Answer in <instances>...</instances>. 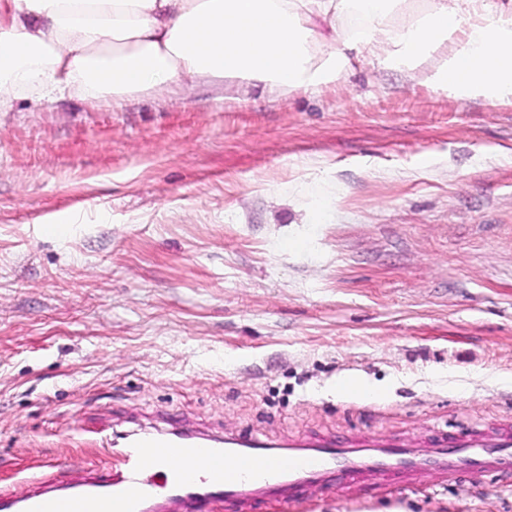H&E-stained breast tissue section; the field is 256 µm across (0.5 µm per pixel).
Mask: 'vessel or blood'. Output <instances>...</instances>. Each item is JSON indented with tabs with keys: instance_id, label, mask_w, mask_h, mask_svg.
I'll use <instances>...</instances> for the list:
<instances>
[{
	"instance_id": "b4317fda",
	"label": "vessel or blood",
	"mask_w": 512,
	"mask_h": 512,
	"mask_svg": "<svg viewBox=\"0 0 512 512\" xmlns=\"http://www.w3.org/2000/svg\"><path fill=\"white\" fill-rule=\"evenodd\" d=\"M108 457L89 478H68L63 467L0 491V512H259L268 501L291 504L310 488L349 490L363 484L409 488L425 472L437 482L512 474V419L490 432L438 435L425 449L385 435L274 441L251 432L224 436L178 424L138 431L113 443L98 431Z\"/></svg>"
}]
</instances>
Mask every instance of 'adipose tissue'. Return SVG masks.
Returning <instances> with one entry per match:
<instances>
[{"mask_svg": "<svg viewBox=\"0 0 512 512\" xmlns=\"http://www.w3.org/2000/svg\"><path fill=\"white\" fill-rule=\"evenodd\" d=\"M417 2L0 0V112L200 78L308 91L361 52L460 100L512 99V0Z\"/></svg>", "mask_w": 512, "mask_h": 512, "instance_id": "adipose-tissue-1", "label": "adipose tissue"}]
</instances>
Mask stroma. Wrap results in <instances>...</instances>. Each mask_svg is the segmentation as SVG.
Returning <instances> with one entry per match:
<instances>
[{
    "instance_id": "1",
    "label": "stroma",
    "mask_w": 512,
    "mask_h": 512,
    "mask_svg": "<svg viewBox=\"0 0 512 512\" xmlns=\"http://www.w3.org/2000/svg\"><path fill=\"white\" fill-rule=\"evenodd\" d=\"M461 382L448 390L440 376ZM512 101L365 58L315 92L200 80L0 113V489L161 414L273 440L512 417ZM355 376L386 396L340 397ZM304 512H512V481Z\"/></svg>"
}]
</instances>
